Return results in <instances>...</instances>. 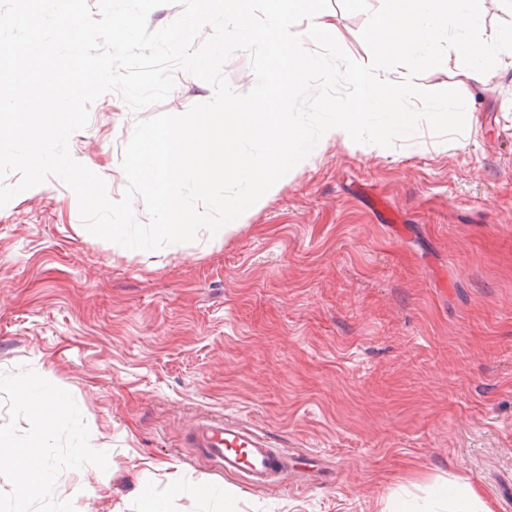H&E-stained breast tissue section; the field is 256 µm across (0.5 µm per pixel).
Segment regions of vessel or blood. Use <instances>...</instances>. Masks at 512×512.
<instances>
[{
    "mask_svg": "<svg viewBox=\"0 0 512 512\" xmlns=\"http://www.w3.org/2000/svg\"><path fill=\"white\" fill-rule=\"evenodd\" d=\"M188 447L226 472L257 486L281 482L288 471L287 455L240 424L224 420L197 423L185 436Z\"/></svg>",
    "mask_w": 512,
    "mask_h": 512,
    "instance_id": "obj_1",
    "label": "vessel or blood"
}]
</instances>
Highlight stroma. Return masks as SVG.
<instances>
[{"label":"stroma","instance_id":"stroma-1","mask_svg":"<svg viewBox=\"0 0 512 512\" xmlns=\"http://www.w3.org/2000/svg\"><path fill=\"white\" fill-rule=\"evenodd\" d=\"M324 17L367 63V17ZM97 99L69 139L111 200L136 124L213 97ZM475 124L389 148L327 141L244 224L143 251L92 235L58 177L0 207V373L74 398L108 467L64 471L75 512H449L466 480L512 512V69L464 91ZM379 194L394 221L364 205ZM242 423L303 473L267 488L187 448ZM181 492H174V484Z\"/></svg>","mask_w":512,"mask_h":512}]
</instances>
